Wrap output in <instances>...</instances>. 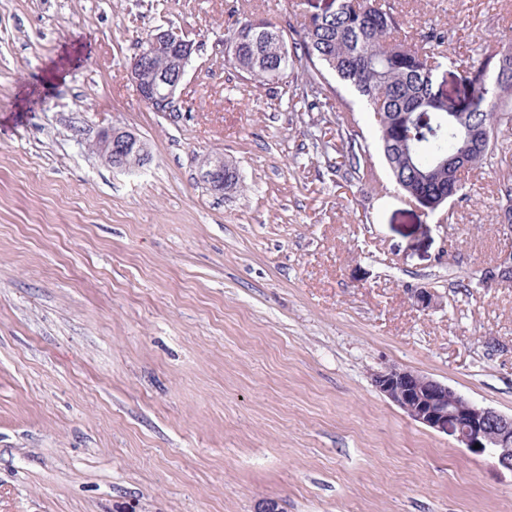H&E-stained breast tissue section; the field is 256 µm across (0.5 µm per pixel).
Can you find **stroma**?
I'll return each instance as SVG.
<instances>
[{
	"mask_svg": "<svg viewBox=\"0 0 512 512\" xmlns=\"http://www.w3.org/2000/svg\"><path fill=\"white\" fill-rule=\"evenodd\" d=\"M332 3L0 0V512H512L511 470L371 383L408 367L512 414V283L480 281L512 133L424 214L336 79L335 111L296 112L301 67L263 86L227 62L237 16ZM389 3L459 64L512 46V0ZM156 28L196 45L172 112L129 76ZM113 128L146 165L94 151ZM216 153L239 176L221 194L198 181ZM346 143L348 147L347 159L349 166L355 169V172L360 171V160L367 156L369 153V146L354 129L347 127L345 131ZM94 149L112 168L128 172L142 167L149 158L145 142L134 133L121 129L104 132Z\"/></svg>",
	"mask_w": 512,
	"mask_h": 512,
	"instance_id": "1",
	"label": "stroma"
}]
</instances>
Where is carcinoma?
Returning <instances> with one entry per match:
<instances>
[{"label": "carcinoma", "mask_w": 512, "mask_h": 512, "mask_svg": "<svg viewBox=\"0 0 512 512\" xmlns=\"http://www.w3.org/2000/svg\"><path fill=\"white\" fill-rule=\"evenodd\" d=\"M224 42L238 44L232 63L258 82L288 77L300 63L306 87L335 76L366 104L376 121L378 146L398 188L419 206L434 210L463 190L461 173L492 163L495 140L512 131V97L500 89L512 84V66L457 70L466 88L462 99L448 97L435 72L450 55L440 50L444 33L430 28L420 41L403 33V23L386 0H338L334 9L303 16L299 25L285 26L238 18L224 33ZM306 108L331 112L330 97L303 93ZM468 113L475 127L490 129L485 145L460 137L455 114ZM349 166L360 170L369 146L346 129ZM461 154L467 163L449 167L448 157Z\"/></svg>", "instance_id": "obj_1"}]
</instances>
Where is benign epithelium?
I'll return each instance as SVG.
<instances>
[{
  "instance_id": "obj_1",
  "label": "benign epithelium",
  "mask_w": 512,
  "mask_h": 512,
  "mask_svg": "<svg viewBox=\"0 0 512 512\" xmlns=\"http://www.w3.org/2000/svg\"><path fill=\"white\" fill-rule=\"evenodd\" d=\"M195 44L172 29H154L141 41L130 75L143 101L156 112H172ZM94 149L110 166L135 171L149 158L146 144L127 130L104 132ZM233 168L224 157L207 158L199 180L209 190L222 193ZM494 280L512 283V249L490 267ZM375 389L412 421L445 433L471 453L492 459L512 470V415L474 404L461 393L420 372L388 366L372 373ZM480 448H475V445Z\"/></svg>"
}]
</instances>
